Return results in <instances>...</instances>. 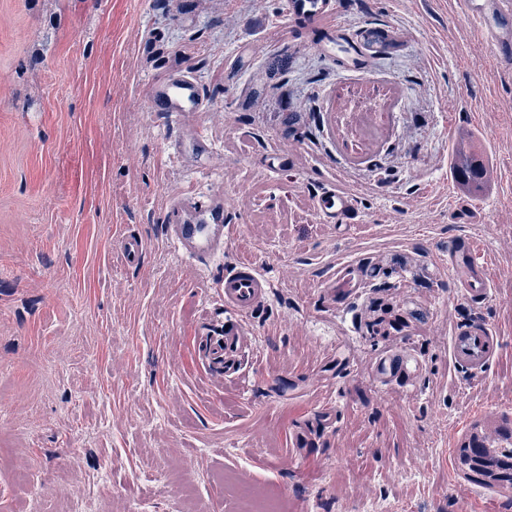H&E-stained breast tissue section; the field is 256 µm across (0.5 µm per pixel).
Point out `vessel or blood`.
Instances as JSON below:
<instances>
[{
  "instance_id": "1",
  "label": "vessel or blood",
  "mask_w": 512,
  "mask_h": 512,
  "mask_svg": "<svg viewBox=\"0 0 512 512\" xmlns=\"http://www.w3.org/2000/svg\"><path fill=\"white\" fill-rule=\"evenodd\" d=\"M462 6L500 58L506 62L512 61V0H462ZM335 10V0H286V13L294 24L332 16ZM326 46L344 49V62L350 68L364 70L369 66L368 57L342 25H333ZM193 94L191 86L182 83L166 95L152 97L150 106L156 112H174L181 98ZM318 205L326 218L340 222L351 212L353 199L346 193L331 189L324 193ZM223 236L224 228L219 224L210 228L195 224H176L172 227L174 243L190 254L214 251ZM449 263L456 281L465 292L473 296L488 294L492 276L471 243L456 246L449 255ZM268 286L261 271L249 263L235 266L226 273L224 327L214 331L210 338L212 359H220L226 366H233V358L241 346L240 337L244 333L239 318L263 302ZM498 349L497 336L481 322L456 327L450 339L452 359L473 372L481 371L493 360Z\"/></svg>"
}]
</instances>
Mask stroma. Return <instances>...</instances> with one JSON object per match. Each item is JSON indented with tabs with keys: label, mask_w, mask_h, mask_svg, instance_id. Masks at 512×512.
<instances>
[{
	"label": "stroma",
	"mask_w": 512,
	"mask_h": 512,
	"mask_svg": "<svg viewBox=\"0 0 512 512\" xmlns=\"http://www.w3.org/2000/svg\"><path fill=\"white\" fill-rule=\"evenodd\" d=\"M337 9L366 71L285 0H0V512H241L262 490L284 512H512L457 447L488 411L512 426V64L458 0ZM178 80L194 101L152 111ZM463 132L494 165L480 200L453 178ZM331 188L345 224L318 211ZM215 222L214 253L171 239ZM465 240L488 296L453 278ZM243 260L270 288L223 374L207 333ZM476 321L500 347L473 373L449 342ZM395 348L413 388L374 370ZM320 212L328 219L342 223L353 208V198L336 189H329L318 202ZM387 361V358L380 360L377 366L378 369H386ZM388 367L390 370L402 372L406 378L414 375L418 370L417 362L407 351L395 352L392 358L388 361Z\"/></svg>",
	"instance_id": "stroma-1"
}]
</instances>
